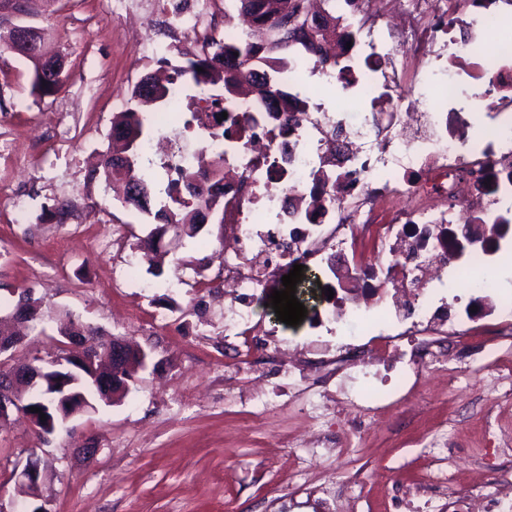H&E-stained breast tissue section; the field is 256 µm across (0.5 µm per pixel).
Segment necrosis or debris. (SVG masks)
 <instances>
[{
  "label": "necrosis or debris",
  "instance_id": "necrosis-or-debris-1",
  "mask_svg": "<svg viewBox=\"0 0 512 512\" xmlns=\"http://www.w3.org/2000/svg\"><path fill=\"white\" fill-rule=\"evenodd\" d=\"M457 3L336 0L356 37L329 38L336 66L303 60L291 70L305 111L283 124L244 95L240 132L228 139L214 133L202 92L204 153L179 133L144 147L164 158L181 197L224 187L218 206H199L198 221L224 225L225 331L253 332L255 291L297 264L315 265L334 292L325 323L369 316L362 344L318 359L347 382L342 408L356 416L407 404L433 365L438 383L455 386L478 357L493 360L485 329L512 341V298L474 307L443 293L489 277L512 254V38L491 60L466 53L469 39L498 37L512 0L492 11L471 0L465 15ZM333 85L377 111L355 118L326 106ZM431 85L442 93L435 108ZM426 446L435 467L406 498L431 510L455 479L447 434ZM464 497L465 512H512V466L493 483L474 469Z\"/></svg>",
  "mask_w": 512,
  "mask_h": 512
}]
</instances>
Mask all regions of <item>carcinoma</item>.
I'll use <instances>...</instances> for the list:
<instances>
[{"mask_svg": "<svg viewBox=\"0 0 512 512\" xmlns=\"http://www.w3.org/2000/svg\"><path fill=\"white\" fill-rule=\"evenodd\" d=\"M238 15L224 16V23L245 27H263L266 38L260 44L246 40L227 43L211 35L202 46L203 54L186 60L174 68L175 80L181 82L182 97L192 101L199 89L209 91L215 115L234 112V100L240 95L243 84H248L253 96L266 103L281 104L280 111L292 108L298 112L304 108L302 99L294 95L288 86V72L295 58L315 60L321 66L327 60L317 57L318 42L330 31L340 27L342 17L336 15V0H322V23L308 21V0H237ZM156 105L169 108V87L158 84L150 75L143 76L131 91L124 111L118 113L112 127V155L103 164V175L110 180L124 176L145 191V198L125 200V205L148 211L157 198L153 176L143 166V143L154 131L145 107ZM156 217L162 225L155 228L148 243L156 246L168 229L196 235L200 225L195 222L196 203L174 193L173 185L164 189Z\"/></svg>", "mask_w": 512, "mask_h": 512, "instance_id": "cac0c4a2", "label": "carcinoma"}]
</instances>
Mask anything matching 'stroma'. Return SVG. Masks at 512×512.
<instances>
[{"mask_svg":"<svg viewBox=\"0 0 512 512\" xmlns=\"http://www.w3.org/2000/svg\"><path fill=\"white\" fill-rule=\"evenodd\" d=\"M114 0H38L37 24L64 56L63 89L41 96L32 65L0 45V315L10 289L30 288L43 301L13 359H46L58 314L127 338L148 352L126 397L98 403L54 434L32 430L19 414L0 424V501L8 512H318L315 491L330 475L355 481L349 512H409L400 485L420 482L432 432L458 433L452 469L465 482L475 465L495 477L501 457L490 437L512 448V384L476 370L467 390L480 403L499 396L497 414L462 416L458 397L423 380L422 411L392 410L369 419L361 441L339 456L313 452L310 430L345 432L335 410L310 412L288 391L275 346L306 350L325 305L306 304L296 326L280 322L263 289L253 306L260 336L224 333V228L202 225L195 237L168 231L154 261L135 278L138 253L154 216L125 207L96 165L111 149L115 94L130 95L152 66L145 45H170V65L198 52L173 17L142 25L115 13ZM22 197L28 223L13 220ZM68 206L65 223L50 218ZM41 471L38 498L18 487L30 457Z\"/></svg>","mask_w":512,"mask_h":512,"instance_id":"stroma-1","label":"stroma"}]
</instances>
